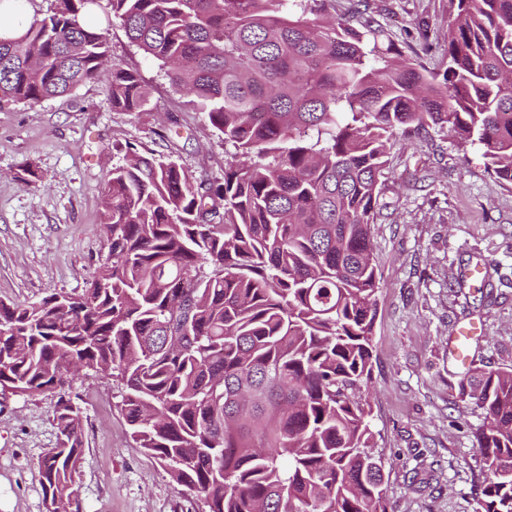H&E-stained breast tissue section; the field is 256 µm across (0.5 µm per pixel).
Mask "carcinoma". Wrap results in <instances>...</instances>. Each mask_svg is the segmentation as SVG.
Here are the masks:
<instances>
[{
    "label": "carcinoma",
    "instance_id": "1",
    "mask_svg": "<svg viewBox=\"0 0 512 512\" xmlns=\"http://www.w3.org/2000/svg\"><path fill=\"white\" fill-rule=\"evenodd\" d=\"M0 37V101L104 81L144 111L129 69L104 67L97 0H57ZM443 71L368 47L381 26L328 19L331 0H108L130 42L192 97L237 159L195 178L127 145L105 184L107 252L82 295L0 300V388L52 392L112 368L139 447L207 512H387L362 388L380 278L371 242L399 131L448 129L512 185V0H450ZM484 423L477 512H512V367L461 382ZM43 500L71 512L79 408L54 406Z\"/></svg>",
    "mask_w": 512,
    "mask_h": 512
}]
</instances>
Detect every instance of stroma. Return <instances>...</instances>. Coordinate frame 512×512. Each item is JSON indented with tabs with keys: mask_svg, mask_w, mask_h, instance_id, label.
<instances>
[{
	"mask_svg": "<svg viewBox=\"0 0 512 512\" xmlns=\"http://www.w3.org/2000/svg\"><path fill=\"white\" fill-rule=\"evenodd\" d=\"M364 4L363 20L385 32L380 47L408 51L424 30L438 42L447 36L449 0ZM106 37L113 64L139 75L144 111L113 110L100 82L35 105L0 102L2 300L84 292L106 252L104 188L121 146L154 149L212 179L223 178L234 152L119 22ZM387 160L385 206L371 226L380 289L366 389L387 509L476 512L474 432L483 415L460 390L464 368L449 356L448 338L473 328L475 366H512V185L488 171L480 147H459L445 131L396 134ZM27 164L37 187L18 179ZM479 262L482 277L464 278ZM62 393L85 428L78 512H199L197 497L133 440L110 379L70 374ZM56 400L0 397V512H44L40 462L57 441Z\"/></svg>",
	"mask_w": 512,
	"mask_h": 512,
	"instance_id": "stroma-1",
	"label": "stroma"
}]
</instances>
